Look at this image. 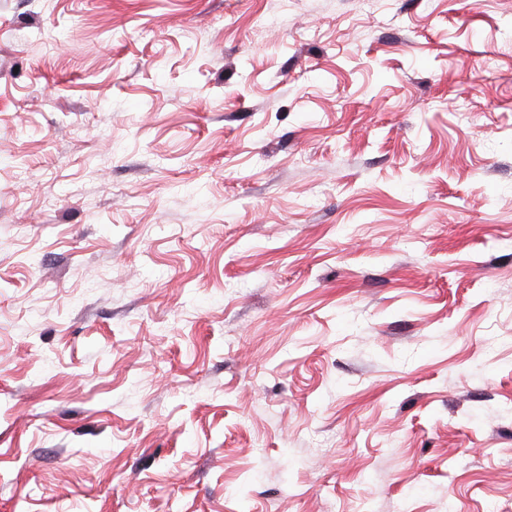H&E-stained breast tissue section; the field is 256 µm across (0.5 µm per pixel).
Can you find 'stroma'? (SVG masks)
<instances>
[{"mask_svg": "<svg viewBox=\"0 0 512 512\" xmlns=\"http://www.w3.org/2000/svg\"><path fill=\"white\" fill-rule=\"evenodd\" d=\"M0 512H512V0H0Z\"/></svg>", "mask_w": 512, "mask_h": 512, "instance_id": "obj_1", "label": "stroma"}]
</instances>
